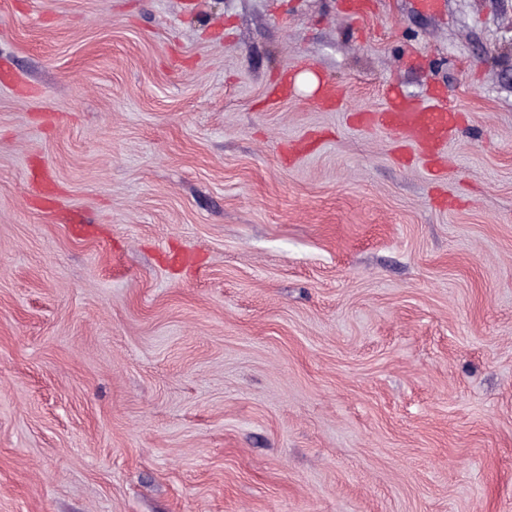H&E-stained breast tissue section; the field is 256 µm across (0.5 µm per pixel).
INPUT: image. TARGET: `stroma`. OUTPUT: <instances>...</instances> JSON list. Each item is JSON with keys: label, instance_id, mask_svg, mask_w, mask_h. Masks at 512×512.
Returning a JSON list of instances; mask_svg holds the SVG:
<instances>
[{"label": "stroma", "instance_id": "obj_1", "mask_svg": "<svg viewBox=\"0 0 512 512\" xmlns=\"http://www.w3.org/2000/svg\"><path fill=\"white\" fill-rule=\"evenodd\" d=\"M345 2L0 0V512H512V0ZM385 98L382 110L366 114L368 122L410 139L429 156L445 146L455 126L451 111L403 99L388 89Z\"/></svg>", "mask_w": 512, "mask_h": 512}]
</instances>
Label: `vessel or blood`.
Listing matches in <instances>:
<instances>
[{
	"mask_svg": "<svg viewBox=\"0 0 512 512\" xmlns=\"http://www.w3.org/2000/svg\"><path fill=\"white\" fill-rule=\"evenodd\" d=\"M386 105L368 113V122L410 139L425 154L445 146L455 126V117L443 107L429 108L417 102L386 93Z\"/></svg>",
	"mask_w": 512,
	"mask_h": 512,
	"instance_id": "obj_1",
	"label": "vessel or blood"
}]
</instances>
